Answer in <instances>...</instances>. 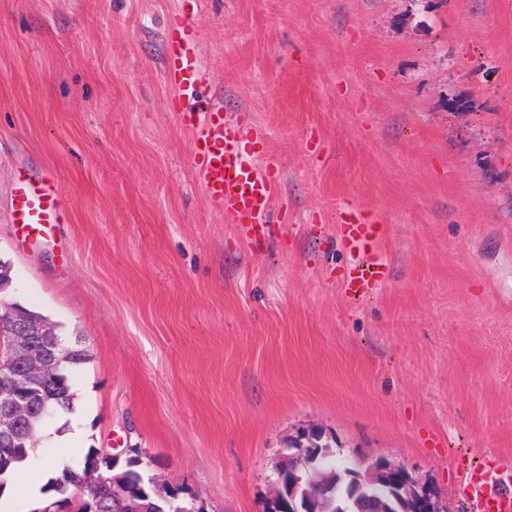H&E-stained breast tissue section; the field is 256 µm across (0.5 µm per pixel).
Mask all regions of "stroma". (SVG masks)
I'll list each match as a JSON object with an SVG mask.
<instances>
[{
	"mask_svg": "<svg viewBox=\"0 0 512 512\" xmlns=\"http://www.w3.org/2000/svg\"><path fill=\"white\" fill-rule=\"evenodd\" d=\"M179 18L200 100L275 162L266 239L195 168ZM21 176L66 214L38 241ZM349 208L381 227L369 257ZM0 262L8 299L88 352L29 471L103 448L185 506L262 512L316 428L461 512L468 465L512 464V0H0ZM337 225L341 239L351 251L362 256H367L373 251L379 235V225L362 221L357 211L341 213Z\"/></svg>",
	"mask_w": 512,
	"mask_h": 512,
	"instance_id": "1",
	"label": "stroma"
}]
</instances>
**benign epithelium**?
I'll use <instances>...</instances> for the list:
<instances>
[{"instance_id": "1", "label": "benign epithelium", "mask_w": 512, "mask_h": 512, "mask_svg": "<svg viewBox=\"0 0 512 512\" xmlns=\"http://www.w3.org/2000/svg\"><path fill=\"white\" fill-rule=\"evenodd\" d=\"M5 321L8 328L7 353H0V373H22L47 379L45 391L59 388L55 372L57 362L64 355L57 342L51 339L52 330L43 321L31 317L16 305L7 307ZM30 410L28 395L17 387L0 386V444L12 442L25 424ZM318 430H308L288 439V450L281 452L273 466L269 480L270 491L266 497L268 507L280 506L288 501V512H319V500L312 493L299 492L295 482L299 469L310 464L316 450ZM367 468L356 478L367 484L390 482L397 489L398 499L410 503L415 512H441L442 504L434 488L404 464L384 455H365ZM290 493H285V487Z\"/></svg>"}]
</instances>
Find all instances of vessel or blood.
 I'll return each instance as SVG.
<instances>
[{
	"mask_svg": "<svg viewBox=\"0 0 512 512\" xmlns=\"http://www.w3.org/2000/svg\"><path fill=\"white\" fill-rule=\"evenodd\" d=\"M167 75L182 105L183 123L196 134L194 160L207 195L224 209L231 223L245 236L261 239L270 232L267 222L274 197V182L268 169L259 168L254 155L242 146L243 135L225 124L223 114L197 104L202 71L187 28L170 32ZM61 210L55 187L21 181L15 191L14 221L30 235L50 233L59 223ZM346 246L359 255H369L379 227L362 221L357 212L341 214L338 224ZM512 468L476 466L465 475L463 493L475 512H512Z\"/></svg>",
	"mask_w": 512,
	"mask_h": 512,
	"instance_id": "b4317fda",
	"label": "vessel or blood"
}]
</instances>
